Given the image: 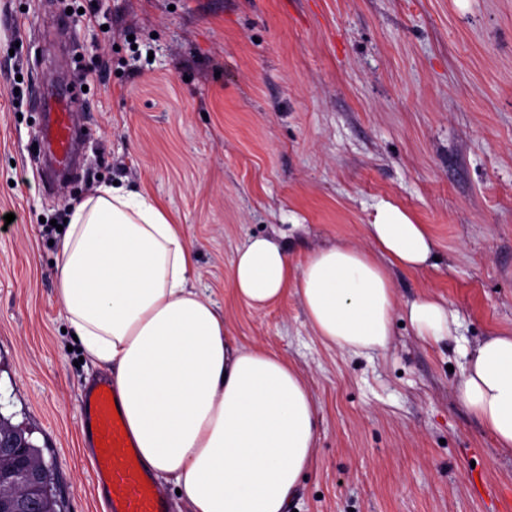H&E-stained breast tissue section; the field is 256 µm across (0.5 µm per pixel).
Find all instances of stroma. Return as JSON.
Instances as JSON below:
<instances>
[{"label": "stroma", "instance_id": "stroma-1", "mask_svg": "<svg viewBox=\"0 0 512 512\" xmlns=\"http://www.w3.org/2000/svg\"><path fill=\"white\" fill-rule=\"evenodd\" d=\"M57 69L90 91L49 189L33 103ZM102 182L163 204L237 344L308 377L294 512H512V454L459 400L461 355L399 311L388 348L358 356L295 294L253 309L230 289L248 238L301 259L389 202L437 244L434 268L393 271L400 302L442 298L472 344L512 334V0H0V413L52 464L60 512H102L78 397L105 370L66 330L46 223Z\"/></svg>", "mask_w": 512, "mask_h": 512}]
</instances>
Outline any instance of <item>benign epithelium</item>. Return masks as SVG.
Wrapping results in <instances>:
<instances>
[{"label":"benign epithelium","instance_id":"obj_1","mask_svg":"<svg viewBox=\"0 0 512 512\" xmlns=\"http://www.w3.org/2000/svg\"><path fill=\"white\" fill-rule=\"evenodd\" d=\"M40 468L28 457L24 445L0 432V487L18 489L9 497H0V512H37L36 487Z\"/></svg>","mask_w":512,"mask_h":512}]
</instances>
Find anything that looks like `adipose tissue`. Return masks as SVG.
<instances>
[{"mask_svg":"<svg viewBox=\"0 0 512 512\" xmlns=\"http://www.w3.org/2000/svg\"><path fill=\"white\" fill-rule=\"evenodd\" d=\"M425 225L384 203L362 243L310 251L253 237L236 251V300L263 308L295 293L326 345L387 348L397 309L425 342H456V318L426 294L400 305L391 268L430 266ZM180 225L140 191L102 185L75 204L60 244L58 295L93 364L113 371L139 454L173 481L189 512H288L316 452L308 379L261 344L233 347L222 313L191 283ZM456 392L498 448L512 452V336L461 344Z\"/></svg>","mask_w":512,"mask_h":512,"instance_id":"1","label":"adipose tissue"}]
</instances>
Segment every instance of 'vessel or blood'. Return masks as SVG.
<instances>
[{
  "mask_svg": "<svg viewBox=\"0 0 512 512\" xmlns=\"http://www.w3.org/2000/svg\"><path fill=\"white\" fill-rule=\"evenodd\" d=\"M42 139L58 164H67L72 115L78 91L49 88ZM79 428L91 452L93 489L106 512H169L167 498L142 463L112 381L103 378L84 386L79 396Z\"/></svg>",
  "mask_w": 512,
  "mask_h": 512,
  "instance_id": "obj_1",
  "label": "vessel or blood"
}]
</instances>
